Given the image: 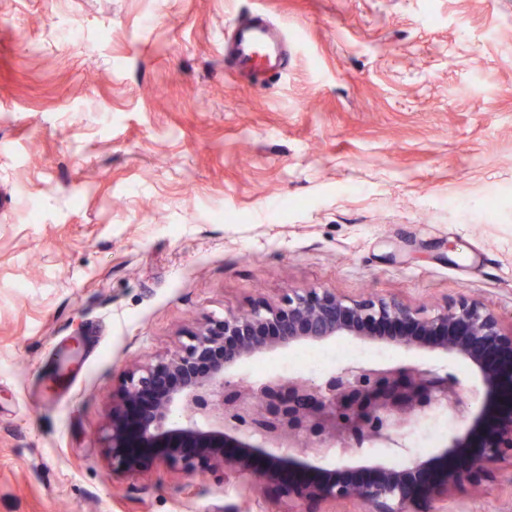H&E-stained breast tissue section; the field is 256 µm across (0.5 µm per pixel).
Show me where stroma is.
<instances>
[{"label": "stroma", "instance_id": "obj_1", "mask_svg": "<svg viewBox=\"0 0 512 512\" xmlns=\"http://www.w3.org/2000/svg\"><path fill=\"white\" fill-rule=\"evenodd\" d=\"M248 11L296 35L267 86L224 63ZM292 288L512 321V0H0V512H265L279 475L246 504L234 472L113 469L107 434L132 364ZM511 471L446 512H512Z\"/></svg>", "mask_w": 512, "mask_h": 512}]
</instances>
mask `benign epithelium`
I'll return each instance as SVG.
<instances>
[{
	"label": "benign epithelium",
	"instance_id": "obj_1",
	"mask_svg": "<svg viewBox=\"0 0 512 512\" xmlns=\"http://www.w3.org/2000/svg\"><path fill=\"white\" fill-rule=\"evenodd\" d=\"M389 326L399 328L389 338L399 349L410 351L432 338L433 349L473 360L483 383L481 408L473 410L457 375L410 361L345 363L318 380L289 375L253 382L230 375L258 353L339 336L365 340ZM166 376L175 385L136 426L112 420L113 468L132 470L147 452L165 448L174 467L192 471L200 457L210 467L248 472L259 486L262 475L249 457L225 452L254 448L286 477L289 512H337L340 504L358 512H441L438 503L465 487L479 490L497 463L512 460V331L504 332L499 315L482 301L465 296L427 314L395 297L349 300L327 289L290 288L282 301H259L245 312L213 318L169 357L128 369L121 404L135 406L142 395L159 393ZM448 411L470 426L450 438L437 456L438 468L417 492L394 467L380 468L381 476L365 483L310 476L315 467L309 457L326 448L349 452L364 441L422 470L427 461L407 441L413 421ZM475 440L477 454L470 451ZM284 445L290 454L267 451Z\"/></svg>",
	"mask_w": 512,
	"mask_h": 512
}]
</instances>
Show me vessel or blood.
I'll list each match as a JSON object with an SVG mask.
<instances>
[{
	"mask_svg": "<svg viewBox=\"0 0 512 512\" xmlns=\"http://www.w3.org/2000/svg\"><path fill=\"white\" fill-rule=\"evenodd\" d=\"M288 55L287 27L264 13L237 21L224 41L230 69L252 84L271 83L286 66Z\"/></svg>",
	"mask_w": 512,
	"mask_h": 512,
	"instance_id": "vessel-or-blood-1",
	"label": "vessel or blood"
}]
</instances>
